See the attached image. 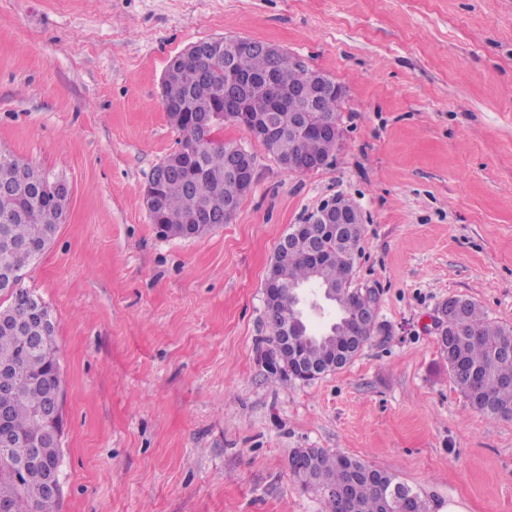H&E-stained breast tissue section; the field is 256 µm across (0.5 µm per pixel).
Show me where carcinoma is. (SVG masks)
Masks as SVG:
<instances>
[{
  "label": "carcinoma",
  "instance_id": "carcinoma-1",
  "mask_svg": "<svg viewBox=\"0 0 512 512\" xmlns=\"http://www.w3.org/2000/svg\"><path fill=\"white\" fill-rule=\"evenodd\" d=\"M224 49L221 46L205 61L179 54L168 67L176 68L177 81L162 101L166 110L185 112L188 118L177 127L178 145L196 149L200 162L189 165L184 172L170 176L160 185V220L165 236L185 238L200 227L202 214L211 216L216 225L227 223L226 205L241 201L237 185L231 179L220 184L212 178L224 174L227 143L212 138L213 128L198 123V112H227L233 95L224 89ZM244 71L260 81L248 96L253 112L273 108L281 134L266 145L267 152L278 162L290 157L309 158L327 154L331 144L316 139L297 138L288 131V118L300 108V102L279 97V92L300 81L299 71L288 55L277 63L261 54L242 61ZM41 171L20 156L0 152V186L14 189L0 192V211L13 210L17 219L0 223V277L11 275L15 288L7 294L8 305H0V360L23 354L17 372L26 384L16 392L0 390V407L11 410L12 426L29 439H42L50 432L49 425L34 412L44 394L61 386L60 368L56 358L54 335H43L40 321L29 313L27 301L33 292L21 287L25 270L37 262L45 248L54 240L48 205L33 189L32 180ZM362 228L351 226L348 234L329 238L321 243L327 257L319 263L304 253L284 255L274 273L284 284L275 307L274 318H285L300 325L299 347L307 363L321 362L327 348H336V369L351 362L371 339L372 330L356 323V314L368 309L370 295L352 287L349 275L353 265L346 258L359 252ZM335 305L338 317L324 332H312L308 311L322 307L323 301ZM462 316L448 328L441 352L448 361L459 390L471 409L490 420H512V327L499 325L487 318L474 301L462 298ZM289 468L306 488H316L324 481L336 480L341 487L355 483L351 512H406L424 508L419 495L409 500L412 488L387 471L378 470V477L367 476L371 465L362 460L321 448L310 454L292 452ZM15 502L18 512H58L60 498L48 493L42 482L30 477L20 483L0 481V505Z\"/></svg>",
  "mask_w": 512,
  "mask_h": 512
}]
</instances>
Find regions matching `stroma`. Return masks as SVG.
Returning a JSON list of instances; mask_svg holds the SVG:
<instances>
[{
    "label": "stroma",
    "instance_id": "35a3bbf8",
    "mask_svg": "<svg viewBox=\"0 0 512 512\" xmlns=\"http://www.w3.org/2000/svg\"><path fill=\"white\" fill-rule=\"evenodd\" d=\"M239 36L343 86L339 140L293 173L224 124L252 191L208 235L162 237L143 189L177 146L164 70ZM1 149L71 188L22 281L54 317L61 512H324L297 448L395 473L430 506L512 512V421L471 410L435 330L451 296L512 326V0H0ZM339 193L379 329L344 368L281 381L264 282Z\"/></svg>",
    "mask_w": 512,
    "mask_h": 512
}]
</instances>
